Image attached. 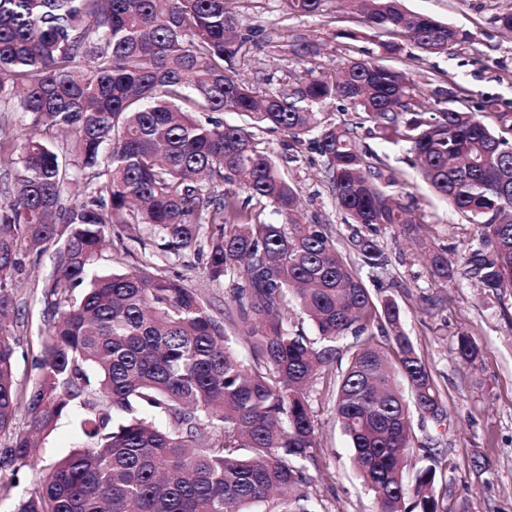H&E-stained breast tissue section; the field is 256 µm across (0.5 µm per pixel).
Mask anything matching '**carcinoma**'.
I'll return each instance as SVG.
<instances>
[{
    "instance_id": "cac0c4a2",
    "label": "carcinoma",
    "mask_w": 512,
    "mask_h": 512,
    "mask_svg": "<svg viewBox=\"0 0 512 512\" xmlns=\"http://www.w3.org/2000/svg\"><path fill=\"white\" fill-rule=\"evenodd\" d=\"M286 2L288 13L311 16L325 0ZM364 2L363 29L343 37L384 34V55L405 39L428 54L466 39L400 0ZM235 29L227 0H0V107L36 131L19 143L12 124H0V154L17 164L0 203V435L8 436L0 497L21 470L38 471L37 438L71 403L88 408L86 444L35 475L16 512H316L304 465L317 447L307 400L314 383L333 392L378 512H442L434 454L405 478L416 454L413 413L445 417L440 391L397 301L372 297L360 276L387 261L373 235L416 219L379 184L354 128L325 113L343 100L382 140L410 145V165L478 225L464 274L492 294L512 288V113L489 98L482 109L495 113L497 131L463 108L425 120L404 73L358 59L259 100L233 71L250 42ZM225 110L243 123L197 118ZM262 126L325 158L357 265L323 225L301 221L295 189L255 140ZM86 169L84 198L65 199L74 172ZM239 175L242 190L224 187ZM267 208L278 221L261 219ZM114 224H144L165 255L192 250L210 279L229 280L240 335L258 363L237 356L235 337L196 289L154 264L100 272ZM49 248L56 261L42 281L37 373L23 386L12 272ZM429 269L444 282L456 275L434 249ZM300 315L317 338L291 330ZM381 320L391 332L383 341L371 333ZM457 354L477 358L472 338H458ZM20 409L23 432L14 427Z\"/></svg>"
}]
</instances>
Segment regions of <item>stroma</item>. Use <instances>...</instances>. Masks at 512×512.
<instances>
[{
	"label": "stroma",
	"instance_id": "obj_1",
	"mask_svg": "<svg viewBox=\"0 0 512 512\" xmlns=\"http://www.w3.org/2000/svg\"><path fill=\"white\" fill-rule=\"evenodd\" d=\"M407 10L432 16L465 32V42L445 54L429 55L413 46L396 55L381 54L379 37L351 41L344 30L358 26L359 14L347 0H326L320 14H289L285 0H230L241 34L254 44L234 62L238 75L260 96L288 91L297 78L335 71L343 61L377 60L404 71L419 87L424 118L451 107L458 93L465 105L478 111L489 127H497L496 113L482 112L487 98L497 100L496 112H512V37L494 22L506 0H402ZM306 37L313 51L292 54L295 37ZM329 120L356 128L360 147L371 155L383 181L391 182L420 223L418 230L400 232L386 226L377 235L388 262L361 276L372 296L392 295L404 317V328L428 363L440 391L446 416L436 421L414 417L415 443L435 454L447 481L443 512H512V291L490 294L464 275L443 283L429 273L420 241L447 250L455 267L463 265L465 243L476 239L477 225L462 222L407 163L405 144L381 140L363 113L338 101L328 110ZM257 140L274 152L282 172L302 200V221L324 225L338 251L348 254L345 216L336 207L325 173V160L313 144H294L273 129L258 131ZM111 250L104 252L102 268L130 267L143 261L197 289L223 316L231 299L227 281L208 277L204 260L188 252L168 261L162 257L146 228L114 227ZM52 263L51 253L40 261L25 259L14 277L15 300L26 325L15 328L16 374L21 382L33 379L32 357L38 349L37 328L43 323L41 280ZM476 342L475 361L460 359L455 348L461 335ZM308 400L315 416L319 447L307 465L310 491L318 512H376L372 496L352 470L351 448L334 420L332 401L320 385ZM83 413L73 403L56 429L41 442L40 465L49 468L60 457L83 446L78 420Z\"/></svg>",
	"mask_w": 512,
	"mask_h": 512
}]
</instances>
